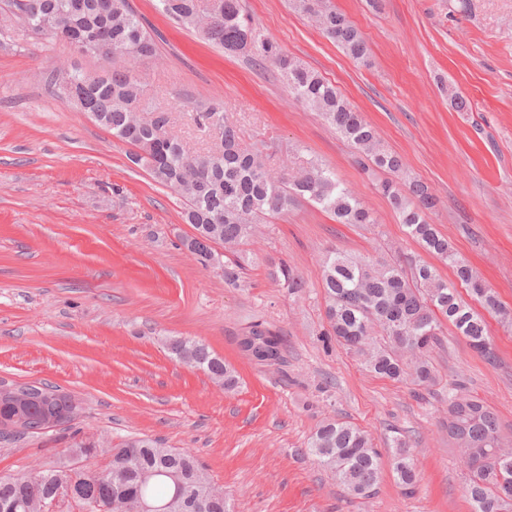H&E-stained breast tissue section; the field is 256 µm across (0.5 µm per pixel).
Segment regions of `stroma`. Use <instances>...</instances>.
<instances>
[{"label":"stroma","instance_id":"obj_1","mask_svg":"<svg viewBox=\"0 0 512 512\" xmlns=\"http://www.w3.org/2000/svg\"><path fill=\"white\" fill-rule=\"evenodd\" d=\"M370 46L358 63L289 0H242L288 56L321 73L401 155L406 176L439 204V231L512 310V0H332ZM155 36L139 63L176 131L204 151L194 106L220 101L240 143L277 172L303 151L334 168L376 215L357 228L310 203L265 219L238 285L203 268L182 244L184 201L127 158L128 146L54 93L58 62L86 73L104 60L61 41L0 45V383L37 382L74 397L68 428L0 436V474L71 464L76 443L105 452L131 437L192 451L231 512H470L467 472L448 436V394L462 390L498 414L512 448V328L485 319L497 360L487 363L454 328L431 352L432 391L369 372L328 337L320 257L420 253L352 148L293 100L273 66L225 55L165 17L157 0H130ZM463 96L468 108L453 105ZM286 263L306 282L289 295L268 276ZM282 339V359L241 348L249 326ZM194 340L238 378L229 391L170 352ZM365 430L382 459L405 435L418 485L408 495L383 471L367 499L350 497L308 440L328 419Z\"/></svg>","mask_w":512,"mask_h":512}]
</instances>
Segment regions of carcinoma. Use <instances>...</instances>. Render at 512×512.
Instances as JSON below:
<instances>
[{
    "label": "carcinoma",
    "mask_w": 512,
    "mask_h": 512,
    "mask_svg": "<svg viewBox=\"0 0 512 512\" xmlns=\"http://www.w3.org/2000/svg\"><path fill=\"white\" fill-rule=\"evenodd\" d=\"M71 2L8 0V5L20 12L19 20L28 34L66 41L82 53L106 59L114 49L137 61L155 55V38L129 0H112L110 13L103 8L105 0H82L83 8L78 12L71 10ZM220 3L219 19L200 33L201 38L226 54L248 47L257 62L276 67L295 99L317 112L354 147L356 163L376 180L377 190L389 201L408 235L427 254L447 264L455 282L465 285L484 309L497 314L503 325L511 326L512 312L501 305L470 263L429 221L436 199L425 183L404 178L403 158L383 148L374 126L336 86L300 60L284 55L243 13L240 0ZM158 4L178 24L196 29L197 0H158ZM294 6L316 19L322 33L351 58L367 60L365 37L329 0H294ZM69 77L83 96L85 111L94 113L99 125L132 147L128 160L147 171L155 183L181 194L184 222L201 232L182 241L197 262L208 267L217 243L235 246L224 262V278L232 284L251 261L245 246L254 236L256 224L304 200L329 213L338 224L364 228L377 223L374 213L317 157H299V167L305 173L301 182L287 173L272 176L259 154L240 148L237 127L227 118L221 102L193 112L201 132L218 136L214 148L197 152L173 133L171 113L150 105L145 79L138 69L114 68L90 75L73 68ZM135 110L150 113L151 119L137 126L129 124V115ZM321 264L330 335L362 356L372 373L426 390L433 387L436 374L429 354L446 323L486 361L493 364L497 360L484 318L460 298L454 282L442 278L421 257L373 260L332 248L323 255ZM272 276L290 294L305 288L302 277L284 264ZM247 338L256 350L268 351L266 356H255L256 360L275 362L281 358L280 338L268 328L254 324ZM171 351L225 389L237 385L233 370L203 344L177 340ZM448 405L454 407L455 419L448 435L457 429L479 445V455L466 463L471 512H512V455L501 459L495 452L500 439L496 413L469 394L448 395ZM306 451L349 495L367 498L375 492L380 479L379 453L357 426L327 420L311 436ZM108 467L112 469L110 479L97 472L72 476L73 501L84 512H102V506L113 497L114 483L120 480L131 499L145 500L157 506L158 512H230L226 500L207 494L209 478L189 451L167 452L155 440L131 438L111 449ZM59 471L58 466L45 468L39 481L26 475L0 477V512H15L14 506L34 498L54 500ZM175 474L193 488V501L185 506L171 504ZM392 474L406 493L415 492L418 476L405 440L397 441Z\"/></svg>",
    "instance_id": "cac0c4a2"
}]
</instances>
